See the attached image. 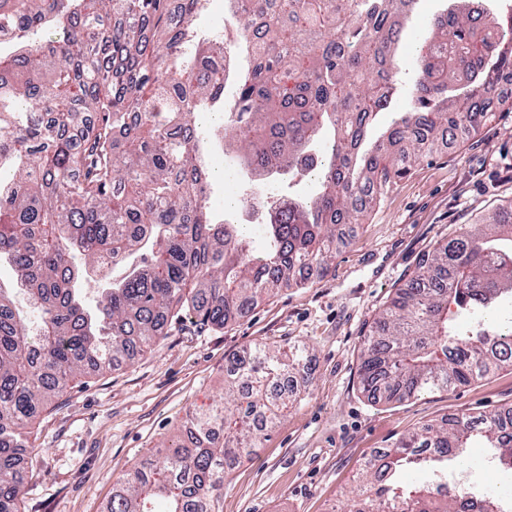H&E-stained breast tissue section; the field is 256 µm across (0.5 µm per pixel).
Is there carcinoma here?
Returning <instances> with one entry per match:
<instances>
[{
  "label": "carcinoma",
  "instance_id": "1",
  "mask_svg": "<svg viewBox=\"0 0 512 512\" xmlns=\"http://www.w3.org/2000/svg\"><path fill=\"white\" fill-rule=\"evenodd\" d=\"M248 32L233 77L237 120L199 127L224 98V36L203 46V0H0V512H20L28 427L89 368L131 361L175 313L236 321L282 288L330 271L370 204L446 135L492 117L491 83L512 72V8L478 26L465 0L440 13L417 57L415 105L368 142L395 92L403 29L418 0H225ZM228 139L256 176L315 174L303 198L269 203L256 248L245 225L217 224L203 140ZM512 304V209L448 237L374 322L360 364L386 403L466 385L512 366V325L458 318ZM456 312L448 314L449 305ZM299 346L230 360L224 392L145 458L104 512H223L224 475L306 386ZM480 444L512 459V410L428 424L365 465L348 512H464L467 492L410 489L404 473L448 471Z\"/></svg>",
  "mask_w": 512,
  "mask_h": 512
}]
</instances>
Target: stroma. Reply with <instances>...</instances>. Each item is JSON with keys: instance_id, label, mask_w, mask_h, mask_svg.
<instances>
[{"instance_id": "stroma-1", "label": "stroma", "mask_w": 512, "mask_h": 512, "mask_svg": "<svg viewBox=\"0 0 512 512\" xmlns=\"http://www.w3.org/2000/svg\"><path fill=\"white\" fill-rule=\"evenodd\" d=\"M448 0H419L405 24L397 94L373 131L412 106L415 59ZM478 132L441 144L384 192L331 271L303 288L282 289L237 322L170 318L159 342L133 361L76 378L30 428L31 461L21 512H102L135 467L179 434L190 410L206 409L224 388L233 354L258 345L306 346L311 379L280 423L224 478V512H347L365 463L426 424L512 408V367L462 386L399 403H376L360 384L364 339L398 288L453 231L512 203V88ZM228 181L211 205L240 197L248 180L234 152L216 153ZM462 488L501 492L512 476L494 471L483 448L468 451Z\"/></svg>"}]
</instances>
